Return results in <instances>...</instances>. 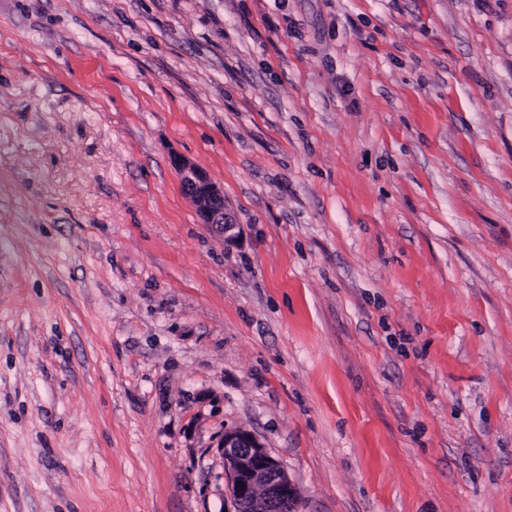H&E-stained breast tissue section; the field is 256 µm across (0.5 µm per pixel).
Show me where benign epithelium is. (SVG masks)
<instances>
[{"label": "benign epithelium", "instance_id": "benign-epithelium-1", "mask_svg": "<svg viewBox=\"0 0 512 512\" xmlns=\"http://www.w3.org/2000/svg\"><path fill=\"white\" fill-rule=\"evenodd\" d=\"M172 164L202 223L215 227L224 241H231L236 223L224 205L223 190L189 160L175 156ZM220 448L232 512H284L285 504L298 500L296 487L280 460L253 433L226 428Z\"/></svg>", "mask_w": 512, "mask_h": 512}]
</instances>
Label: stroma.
<instances>
[{"label":"stroma","instance_id":"1","mask_svg":"<svg viewBox=\"0 0 512 512\" xmlns=\"http://www.w3.org/2000/svg\"><path fill=\"white\" fill-rule=\"evenodd\" d=\"M235 427L512 512V0H0V512H230ZM183 190L195 202L203 224L215 227L224 235V242L234 238L231 233L237 225L224 205V192L216 186L208 175L189 160L180 156L172 158Z\"/></svg>","mask_w":512,"mask_h":512}]
</instances>
